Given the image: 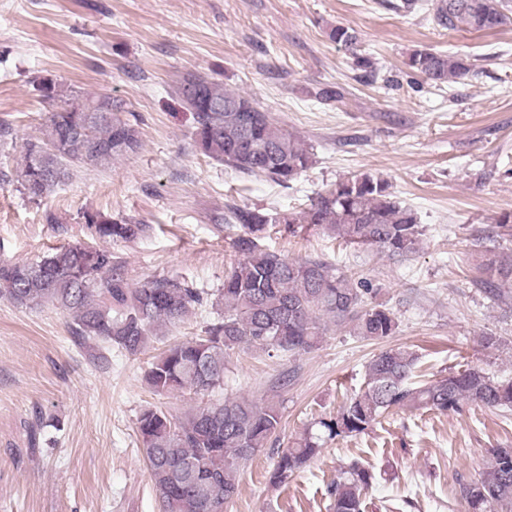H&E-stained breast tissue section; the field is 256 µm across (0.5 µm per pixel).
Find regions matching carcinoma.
<instances>
[{
  "mask_svg": "<svg viewBox=\"0 0 512 512\" xmlns=\"http://www.w3.org/2000/svg\"><path fill=\"white\" fill-rule=\"evenodd\" d=\"M437 25L455 30L463 25L492 32L512 21V0H424ZM330 38L354 55L361 69L371 60L357 54L355 31L332 28ZM407 67L442 87L474 72L473 64L429 48L412 51ZM201 91L199 98L189 91ZM51 103L44 136L24 143L23 160L0 181L17 184L31 201H39L69 178L74 166L98 168L141 146L137 124L123 119V104L108 94L64 98L60 84L39 82ZM178 93L193 115L197 147L207 157L235 171L263 176L278 184L296 180L312 163V154L296 135L281 126L253 98L224 88V83L189 73ZM112 107L97 121L79 111L81 104ZM249 138L253 153L239 151ZM91 234L101 240L133 241L148 231L100 212L83 215ZM235 223L243 232L232 241L240 258L224 271V284L212 307L217 317L204 335L168 346L145 374L158 395L204 394L224 384L230 352L260 349L268 355L293 356L317 348L330 326L356 336L383 340L395 334L394 312L373 299L370 281L354 278L320 260L292 259L261 245L273 218L256 209L237 207ZM288 233L320 226L346 244L365 247L393 262L415 254L423 229L417 214L401 205L381 176L360 174L337 181L314 197L298 216L284 220ZM484 288L495 297L497 281L512 280V259L496 254L481 266ZM205 291L184 278L158 276L133 287L112 253L85 244L52 249L33 263L0 262V298L19 307L52 305L73 319L77 342L97 350V363L109 364L106 351L116 346L130 355L146 349L149 337L163 325L177 326L202 305ZM418 357L406 348H391L369 363L363 388L346 399L336 417L318 424L329 438L353 436L380 422L394 409L440 414L457 413L477 404L512 412V379H502L480 366H468L430 382L414 381ZM279 406L226 398L202 403L177 417L148 408L137 419V433L156 497L163 512H224L238 490L239 471L277 433ZM320 451L319 438L307 435L282 451L270 474L274 486L288 483ZM475 478L457 481L454 496L466 512H512V448H491ZM372 471L359 462L342 469L329 488V512H365L373 484Z\"/></svg>",
  "mask_w": 512,
  "mask_h": 512,
  "instance_id": "carcinoma-1",
  "label": "carcinoma"
}]
</instances>
